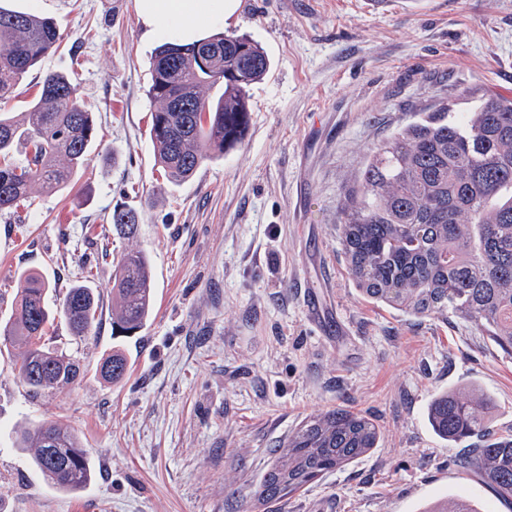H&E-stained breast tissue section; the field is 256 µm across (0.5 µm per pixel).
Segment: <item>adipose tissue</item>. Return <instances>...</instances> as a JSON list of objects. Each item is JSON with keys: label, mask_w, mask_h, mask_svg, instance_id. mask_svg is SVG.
Instances as JSON below:
<instances>
[{"label": "adipose tissue", "mask_w": 512, "mask_h": 512, "mask_svg": "<svg viewBox=\"0 0 512 512\" xmlns=\"http://www.w3.org/2000/svg\"><path fill=\"white\" fill-rule=\"evenodd\" d=\"M150 36L186 44L236 22L241 0H136Z\"/></svg>", "instance_id": "ef3b65f1"}]
</instances>
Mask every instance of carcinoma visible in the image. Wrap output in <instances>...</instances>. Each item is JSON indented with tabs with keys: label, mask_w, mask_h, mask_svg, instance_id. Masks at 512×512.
<instances>
[{
	"label": "carcinoma",
	"mask_w": 512,
	"mask_h": 512,
	"mask_svg": "<svg viewBox=\"0 0 512 512\" xmlns=\"http://www.w3.org/2000/svg\"><path fill=\"white\" fill-rule=\"evenodd\" d=\"M60 40L54 22L35 12L0 5V104ZM271 67L265 51L245 35L215 33L196 43L163 42L152 62L149 95L161 103L151 114L158 163L173 183L191 178L207 160L241 144L249 124L248 87ZM220 85L215 102L200 95ZM31 147L23 163L11 160L20 142ZM96 143L92 113L63 72H50L40 96L15 116L0 107V215L13 213L34 184L64 189ZM356 189L341 207L337 242L361 296L405 314L443 321L459 317L512 355V97L490 93L464 112L441 104L419 113L369 149ZM124 236L137 231L138 213L112 212ZM15 311L0 328L22 348L19 374L39 393L73 383L80 366L43 342L56 318L75 336L93 328L95 289L72 285L51 304L49 282L31 270L17 275ZM153 272L139 250L124 253L113 271L118 298L112 324L140 329L153 306ZM126 356L112 350L101 378L121 381ZM492 402L479 387L434 394L428 420L450 444L469 439L481 448L466 462L503 501L512 504V438L490 437ZM381 432L368 415L334 408L309 417L275 453L256 503L279 500L378 447ZM20 448L34 449L32 464L57 490L76 493L94 476L80 437L58 422L23 431Z\"/></svg>",
	"instance_id": "carcinoma-1"
}]
</instances>
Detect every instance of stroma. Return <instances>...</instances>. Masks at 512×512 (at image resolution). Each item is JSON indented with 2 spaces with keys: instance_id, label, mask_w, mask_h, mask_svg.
<instances>
[{
  "instance_id": "stroma-1",
  "label": "stroma",
  "mask_w": 512,
  "mask_h": 512,
  "mask_svg": "<svg viewBox=\"0 0 512 512\" xmlns=\"http://www.w3.org/2000/svg\"><path fill=\"white\" fill-rule=\"evenodd\" d=\"M62 33L8 103L34 100L47 73H67L95 115L97 142L67 188L37 191L0 216V324L20 270L50 298L93 267L96 324L65 322L51 342L80 361L74 384L33 394L0 353V512H248L273 451L307 417L344 406L371 413L382 438L268 512H423L462 496L480 512H512L463 461L473 446L433 432L438 391L478 385L490 429L512 435V356L473 324L415 318L364 301L336 241L343 201L368 148L439 102L512 96V0H242L230 33L271 59L248 89L244 141L169 182L150 139L148 93L159 45L136 0H10ZM136 210L134 238L114 209ZM146 253L154 304L145 326L112 327V272ZM322 301L314 324L308 293ZM129 362L117 385L95 377L112 348ZM58 420L95 462L81 492L50 487L17 448V432Z\"/></svg>"
}]
</instances>
